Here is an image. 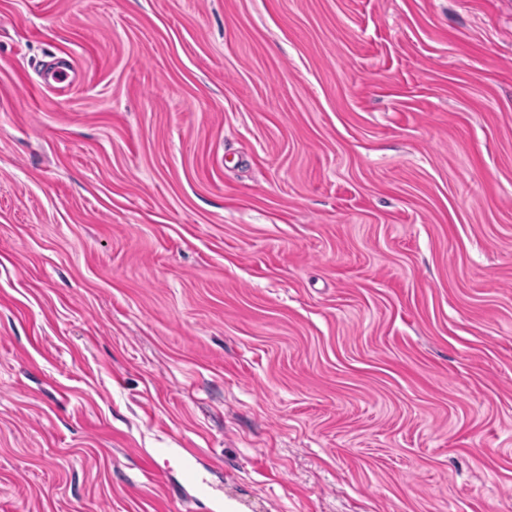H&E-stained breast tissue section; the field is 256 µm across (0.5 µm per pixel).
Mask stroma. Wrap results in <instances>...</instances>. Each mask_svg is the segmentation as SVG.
<instances>
[{"label":"stroma","mask_w":512,"mask_h":512,"mask_svg":"<svg viewBox=\"0 0 512 512\" xmlns=\"http://www.w3.org/2000/svg\"><path fill=\"white\" fill-rule=\"evenodd\" d=\"M228 504L512 512V0H0V512Z\"/></svg>","instance_id":"obj_1"}]
</instances>
